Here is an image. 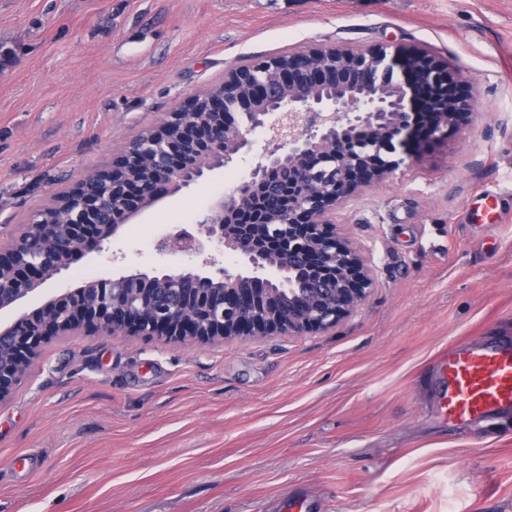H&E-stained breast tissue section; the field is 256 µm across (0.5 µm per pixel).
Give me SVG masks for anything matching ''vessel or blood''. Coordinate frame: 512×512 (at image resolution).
Returning <instances> with one entry per match:
<instances>
[{
  "label": "vessel or blood",
  "instance_id": "vessel-or-blood-1",
  "mask_svg": "<svg viewBox=\"0 0 512 512\" xmlns=\"http://www.w3.org/2000/svg\"><path fill=\"white\" fill-rule=\"evenodd\" d=\"M440 367L439 403L449 422L464 428L512 411V340L451 347Z\"/></svg>",
  "mask_w": 512,
  "mask_h": 512
}]
</instances>
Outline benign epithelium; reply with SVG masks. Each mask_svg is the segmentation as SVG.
<instances>
[{
	"label": "benign epithelium",
	"instance_id": "1",
	"mask_svg": "<svg viewBox=\"0 0 512 512\" xmlns=\"http://www.w3.org/2000/svg\"><path fill=\"white\" fill-rule=\"evenodd\" d=\"M461 82L447 63L414 47L291 48L224 71L219 88L167 113L146 138L129 141L111 169L93 175L119 205L109 223H99L100 201L80 183L0 242V312L16 308L77 257L103 251L163 198L251 156L245 177L214 197L193 229L180 227L155 242L163 255L206 256L203 267L115 272L85 283L77 304L66 292L17 313L0 326V405L22 385L30 360L51 336L82 331L206 344L335 328L376 286L374 266L336 231V209L411 156V117L421 100H430L436 113L428 140L442 141L468 125L478 95L459 94ZM361 128L376 131L377 142L362 146L348 138ZM285 166L301 186L293 208L266 224L229 223L254 189ZM221 255L235 256L236 267L224 266ZM307 255L323 264L319 287L285 309L281 295L292 291V274ZM130 279L178 297L154 308L142 295L119 292Z\"/></svg>",
	"mask_w": 512,
	"mask_h": 512
}]
</instances>
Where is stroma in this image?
<instances>
[{
	"mask_svg": "<svg viewBox=\"0 0 512 512\" xmlns=\"http://www.w3.org/2000/svg\"><path fill=\"white\" fill-rule=\"evenodd\" d=\"M415 45L475 82L472 123L336 213L377 286L326 333L204 345L51 338L0 405V512H512V416L449 425L442 349L512 339V0H0V235L108 169L242 58ZM233 166L24 298L148 272Z\"/></svg>",
	"mask_w": 512,
	"mask_h": 512,
	"instance_id": "obj_1",
	"label": "stroma"
}]
</instances>
